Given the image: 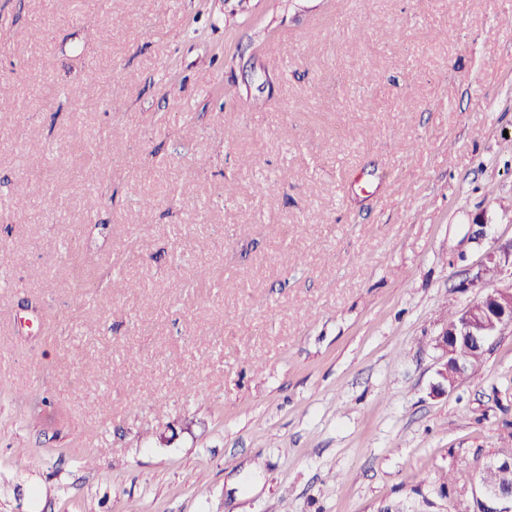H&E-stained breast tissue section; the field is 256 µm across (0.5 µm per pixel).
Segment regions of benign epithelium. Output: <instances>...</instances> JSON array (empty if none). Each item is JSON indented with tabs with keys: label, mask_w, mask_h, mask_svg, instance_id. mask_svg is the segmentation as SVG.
I'll use <instances>...</instances> for the list:
<instances>
[{
	"label": "benign epithelium",
	"mask_w": 512,
	"mask_h": 512,
	"mask_svg": "<svg viewBox=\"0 0 512 512\" xmlns=\"http://www.w3.org/2000/svg\"><path fill=\"white\" fill-rule=\"evenodd\" d=\"M487 263L500 276L512 279V242L492 249L487 255ZM459 326L450 331L441 328L434 339V348L439 352L437 376L439 384L436 393L443 394L453 389L469 368L464 366L448 379V356L458 353L464 339L473 336L481 339L484 348H489V339L501 334L508 326L512 327V289H497L486 293L473 305L460 312ZM473 499H481L491 504L492 512H512V494L507 495L489 481L471 486L470 494L453 499V512H469Z\"/></svg>",
	"instance_id": "benign-epithelium-1"
}]
</instances>
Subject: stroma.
Instances as JSON below:
<instances>
[{
  "label": "stroma",
  "mask_w": 512,
  "mask_h": 512,
  "mask_svg": "<svg viewBox=\"0 0 512 512\" xmlns=\"http://www.w3.org/2000/svg\"><path fill=\"white\" fill-rule=\"evenodd\" d=\"M0 99V512H376L512 446V327L445 394L432 347L512 286V0H0ZM487 263L499 276L512 279V242L493 248L487 255Z\"/></svg>",
  "instance_id": "35a3bbf8"
}]
</instances>
